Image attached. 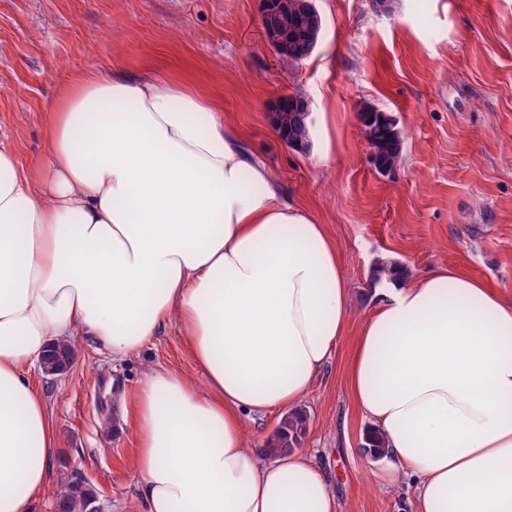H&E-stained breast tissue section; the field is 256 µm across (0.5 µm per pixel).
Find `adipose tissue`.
<instances>
[{"mask_svg":"<svg viewBox=\"0 0 512 512\" xmlns=\"http://www.w3.org/2000/svg\"><path fill=\"white\" fill-rule=\"evenodd\" d=\"M47 151L0 144V512L46 496L54 416L28 372L59 336L122 361L177 322L204 387L150 367L117 389L140 512H341L303 450L262 463L246 422L299 408L350 320L325 225L283 202L218 102L87 71ZM347 362L414 512H512V295L457 269L383 275Z\"/></svg>","mask_w":512,"mask_h":512,"instance_id":"obj_1","label":"adipose tissue"}]
</instances>
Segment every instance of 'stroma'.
Returning a JSON list of instances; mask_svg holds the SVG:
<instances>
[{"mask_svg": "<svg viewBox=\"0 0 512 512\" xmlns=\"http://www.w3.org/2000/svg\"><path fill=\"white\" fill-rule=\"evenodd\" d=\"M260 2L0 0V139L36 166L48 114L83 71L153 73L211 93L283 194L327 226L351 289L348 332L301 404L300 448L331 479L342 512H413L410 486L390 481L362 447L372 423L353 403L346 361L374 304L376 262L403 264L415 278L455 267L512 291V0H389L381 14L369 0H316L322 37L299 62L266 42ZM293 93L326 127L330 160L273 134L271 110ZM365 103L402 131V157L385 176L357 119ZM74 348L66 373L32 374L58 447L49 493L31 512H52L74 479L96 490L101 512H135L134 440L102 427L119 415L111 386L132 388L149 366L203 376L173 322L137 359L113 360L84 338Z\"/></svg>", "mask_w": 512, "mask_h": 512, "instance_id": "stroma-1", "label": "stroma"}]
</instances>
